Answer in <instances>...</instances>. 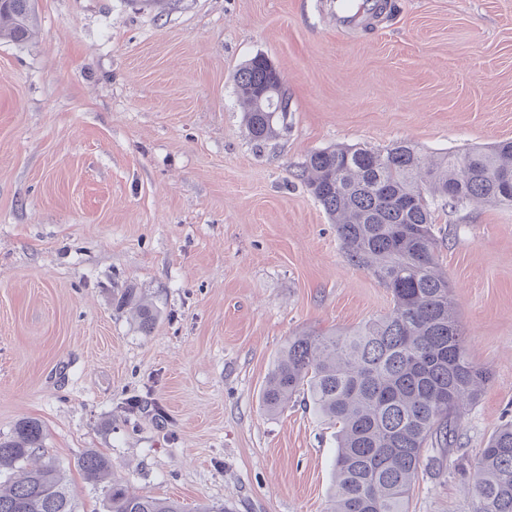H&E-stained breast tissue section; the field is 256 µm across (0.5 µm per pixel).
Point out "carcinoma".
Wrapping results in <instances>:
<instances>
[{
  "mask_svg": "<svg viewBox=\"0 0 512 512\" xmlns=\"http://www.w3.org/2000/svg\"><path fill=\"white\" fill-rule=\"evenodd\" d=\"M35 0L0 5V39H32ZM273 77L254 56L235 73L237 100L249 139L278 135L279 101L258 106ZM307 187L336 224L349 261L391 292L384 317L332 334L291 336L272 363L261 395L268 413L302 399L338 426L333 487L326 512H408L428 450L440 463L457 442L463 410L474 405L491 372L468 358L448 277L437 267L432 202L494 203L512 207V141L450 153L433 163L413 145L386 151L336 147L304 162ZM117 305L134 306L150 335L159 310L136 288L121 289ZM41 424L21 420L0 438V512H78L59 465L38 462ZM93 481L111 479L106 512H185L180 502L141 496L112 478V462L97 453L80 460ZM473 512H512V422L487 441L475 465Z\"/></svg>",
  "mask_w": 512,
  "mask_h": 512,
  "instance_id": "obj_1",
  "label": "carcinoma"
}]
</instances>
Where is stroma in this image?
Masks as SVG:
<instances>
[{
  "mask_svg": "<svg viewBox=\"0 0 512 512\" xmlns=\"http://www.w3.org/2000/svg\"><path fill=\"white\" fill-rule=\"evenodd\" d=\"M337 26L331 0H37L0 40V436L45 433L80 512L109 486L226 512H324L336 429L261 407L288 337L379 319L298 172L337 146L431 158L512 141V0H391ZM264 55L285 130L250 141L234 74ZM438 262L471 361L493 378L409 512H473L474 466L512 420V207L435 202ZM160 318L143 334L114 297ZM117 305L120 307L134 306L135 318L140 331L146 335L153 332L158 323L159 310L138 292V288H122Z\"/></svg>",
  "mask_w": 512,
  "mask_h": 512,
  "instance_id": "1",
  "label": "stroma"
}]
</instances>
